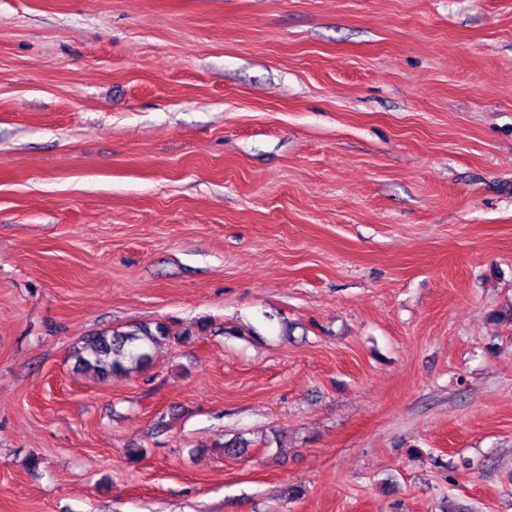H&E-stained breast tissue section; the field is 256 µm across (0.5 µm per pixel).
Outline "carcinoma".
<instances>
[{"instance_id": "carcinoma-1", "label": "carcinoma", "mask_w": 512, "mask_h": 512, "mask_svg": "<svg viewBox=\"0 0 512 512\" xmlns=\"http://www.w3.org/2000/svg\"><path fill=\"white\" fill-rule=\"evenodd\" d=\"M168 338L169 329L162 322L105 330L84 337L74 358L78 368L101 377L140 371L152 362L153 349Z\"/></svg>"}]
</instances>
